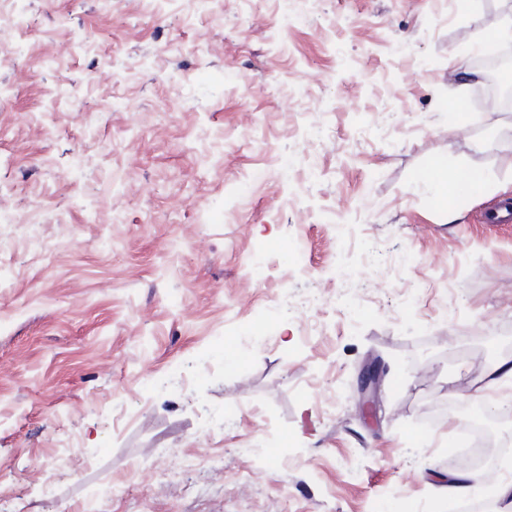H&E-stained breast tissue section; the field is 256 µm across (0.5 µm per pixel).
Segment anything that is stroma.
I'll return each mask as SVG.
<instances>
[{"label":"stroma","instance_id":"obj_1","mask_svg":"<svg viewBox=\"0 0 512 512\" xmlns=\"http://www.w3.org/2000/svg\"><path fill=\"white\" fill-rule=\"evenodd\" d=\"M509 20L512 0H21L0 512H448L440 411L512 359V222L487 219L512 109L471 104L469 64ZM439 157L495 195L449 222ZM378 378L373 368L367 367L359 374L358 393L362 409H372L377 397Z\"/></svg>","mask_w":512,"mask_h":512}]
</instances>
